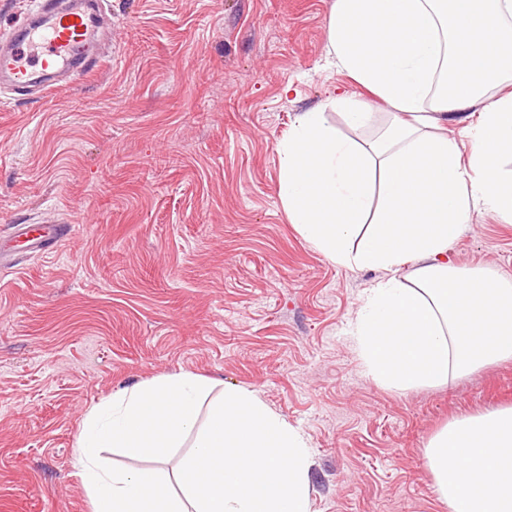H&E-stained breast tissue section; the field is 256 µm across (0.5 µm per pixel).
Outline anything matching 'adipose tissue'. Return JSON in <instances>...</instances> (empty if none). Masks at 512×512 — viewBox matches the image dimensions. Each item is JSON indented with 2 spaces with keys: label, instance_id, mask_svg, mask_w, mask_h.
<instances>
[{
  "label": "adipose tissue",
  "instance_id": "1",
  "mask_svg": "<svg viewBox=\"0 0 512 512\" xmlns=\"http://www.w3.org/2000/svg\"><path fill=\"white\" fill-rule=\"evenodd\" d=\"M326 62L389 119L365 142L339 135L325 109L364 129L377 121L368 104L337 94L299 113L277 146L279 198L332 262L387 271L352 328L367 374L405 390L512 358V285L450 257L477 208L512 223V170L500 164L512 157V91L501 89L512 79V0H335ZM470 108L465 154L438 128ZM107 448L131 467L107 466ZM425 456L449 512H512V407L448 423ZM74 459L91 512H312L305 435L255 393L219 392L190 372L92 407Z\"/></svg>",
  "mask_w": 512,
  "mask_h": 512
}]
</instances>
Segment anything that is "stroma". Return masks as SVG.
Wrapping results in <instances>:
<instances>
[{"mask_svg": "<svg viewBox=\"0 0 512 512\" xmlns=\"http://www.w3.org/2000/svg\"><path fill=\"white\" fill-rule=\"evenodd\" d=\"M334 0H108L112 60L38 97L0 90V246L73 225L0 273V512H91L73 448L90 408L191 372L255 392L306 436L313 512H448L425 448L512 406V360L387 388L351 325L379 269L336 265L290 224L277 144L334 91ZM456 262L512 281V223L477 209ZM72 232L69 224H18L15 238L31 252L59 248Z\"/></svg>", "mask_w": 512, "mask_h": 512, "instance_id": "1", "label": "stroma"}]
</instances>
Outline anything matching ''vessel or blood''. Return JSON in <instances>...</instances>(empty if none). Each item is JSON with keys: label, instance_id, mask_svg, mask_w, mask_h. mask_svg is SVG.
I'll list each match as a JSON object with an SVG mask.
<instances>
[{"label": "vessel or blood", "instance_id": "1", "mask_svg": "<svg viewBox=\"0 0 512 512\" xmlns=\"http://www.w3.org/2000/svg\"><path fill=\"white\" fill-rule=\"evenodd\" d=\"M101 12L100 0H43L0 47V84L43 96L92 74L104 60L97 52ZM71 231L68 224H19L15 238L38 252L59 248Z\"/></svg>", "mask_w": 512, "mask_h": 512}]
</instances>
